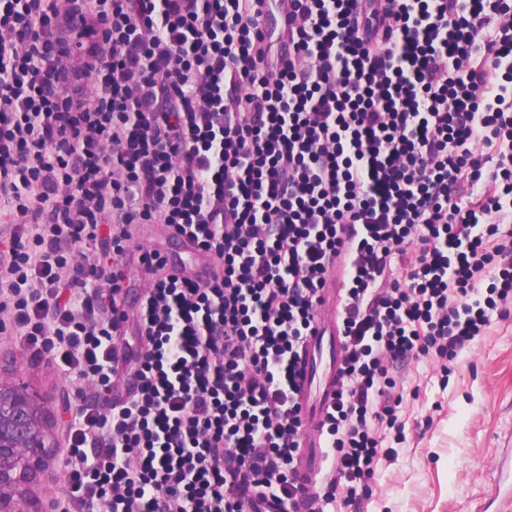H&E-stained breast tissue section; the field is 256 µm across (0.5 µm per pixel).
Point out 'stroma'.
Listing matches in <instances>:
<instances>
[{
    "label": "stroma",
    "instance_id": "1",
    "mask_svg": "<svg viewBox=\"0 0 512 512\" xmlns=\"http://www.w3.org/2000/svg\"><path fill=\"white\" fill-rule=\"evenodd\" d=\"M16 354L0 338V376H20L58 416L53 450L62 453L72 381L31 352L16 365ZM403 396L404 440L393 461H380L370 495L348 507L323 504L322 512H491L503 442L512 437V316L493 319L448 377L412 364Z\"/></svg>",
    "mask_w": 512,
    "mask_h": 512
}]
</instances>
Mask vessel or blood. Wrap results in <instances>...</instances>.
Listing matches in <instances>:
<instances>
[{
	"mask_svg": "<svg viewBox=\"0 0 512 512\" xmlns=\"http://www.w3.org/2000/svg\"><path fill=\"white\" fill-rule=\"evenodd\" d=\"M338 282V273H331L322 290L317 332L308 338L301 355L298 397L304 419L302 445L305 452L299 459V472L307 492L297 501L299 512H318L320 507L317 486L327 464L320 424L327 407L334 401L344 360L343 338L338 325Z\"/></svg>",
	"mask_w": 512,
	"mask_h": 512,
	"instance_id": "b4317fda",
	"label": "vessel or blood"
}]
</instances>
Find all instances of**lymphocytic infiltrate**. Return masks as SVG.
<instances>
[{
    "label": "lymphocytic infiltrate",
    "instance_id": "f902f5d3",
    "mask_svg": "<svg viewBox=\"0 0 512 512\" xmlns=\"http://www.w3.org/2000/svg\"><path fill=\"white\" fill-rule=\"evenodd\" d=\"M334 267L321 498L350 502L409 366L512 315V0H0V334L98 386L69 512L295 504ZM339 274L332 271L322 290L320 319L315 336H310L301 355L299 402L302 407L305 434L300 448L299 472L305 480L307 493L297 500L299 512L319 510L317 486L327 464V450L320 424L335 398L336 381L340 378L344 348L338 325Z\"/></svg>",
    "mask_w": 512,
    "mask_h": 512
}]
</instances>
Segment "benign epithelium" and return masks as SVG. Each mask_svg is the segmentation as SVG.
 <instances>
[{
    "label": "benign epithelium",
    "mask_w": 512,
    "mask_h": 512,
    "mask_svg": "<svg viewBox=\"0 0 512 512\" xmlns=\"http://www.w3.org/2000/svg\"><path fill=\"white\" fill-rule=\"evenodd\" d=\"M50 423L44 406L24 383L0 377V512H25L18 507L27 492L21 477L59 471L48 451Z\"/></svg>",
    "instance_id": "7a95c632"
}]
</instances>
